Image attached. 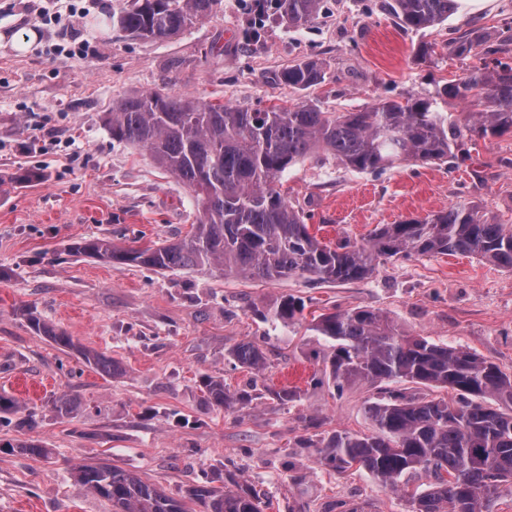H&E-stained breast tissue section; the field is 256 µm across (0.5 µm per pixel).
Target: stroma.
<instances>
[{"label": "stroma", "instance_id": "obj_1", "mask_svg": "<svg viewBox=\"0 0 512 512\" xmlns=\"http://www.w3.org/2000/svg\"><path fill=\"white\" fill-rule=\"evenodd\" d=\"M386 0H326L298 28L265 19L259 41L243 33V0L171 40L131 39L113 28L116 0H0V396L35 411L34 429L0 428V512H112L70 476L74 464L103 461L138 471L174 494L201 475L265 493L266 512H326L338 501L365 512H410L401 493L365 471L338 474L317 462L315 445L336 431L369 432L364 407L376 389L336 392L324 381L330 345L308 324L323 312L379 311L416 336L460 347L512 369V272L477 257L437 254L378 261L357 282L312 285L219 278L74 254L88 238L146 247L185 235L197 212L190 190L142 148L114 141L105 116L119 97L157 89L249 110L311 102L352 112L376 101L434 92L464 77L480 55H456L455 30L482 27L496 38L512 21V0L484 12L449 15L437 27H399ZM37 37L26 53L10 36ZM88 52H73L79 43ZM430 53L422 57L419 47ZM317 58L325 80L298 91L268 80L293 61ZM48 132L34 150L31 126ZM463 164L405 162L358 172L316 153L284 173L281 190L324 241L359 240L377 226L465 204L512 227V134L478 140ZM36 180L19 181L24 171ZM302 298L300 321L266 315L284 295ZM72 336L60 351L24 316ZM249 341L266 358L261 372L236 367L228 350ZM119 362L106 377L81 349ZM230 392L264 396L235 410L202 406L200 376ZM292 390L296 400L278 399ZM77 403L58 416L53 396ZM314 445L302 448L300 436ZM40 441L48 458L19 452Z\"/></svg>", "mask_w": 512, "mask_h": 512}]
</instances>
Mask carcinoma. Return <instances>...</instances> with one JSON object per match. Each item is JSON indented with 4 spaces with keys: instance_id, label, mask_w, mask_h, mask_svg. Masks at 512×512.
<instances>
[{
    "instance_id": "carcinoma-1",
    "label": "carcinoma",
    "mask_w": 512,
    "mask_h": 512,
    "mask_svg": "<svg viewBox=\"0 0 512 512\" xmlns=\"http://www.w3.org/2000/svg\"><path fill=\"white\" fill-rule=\"evenodd\" d=\"M273 16L303 24L318 15L324 0H273ZM221 0H121L112 26L141 40L172 39L216 12ZM388 11L405 30L440 25L454 0H392ZM453 50L473 52L493 63L436 88L425 98L381 100L355 112H324L315 105L249 111L163 90L128 94L112 104L107 126L112 139L139 145L155 164L193 193L198 224L160 246L120 247L109 239L73 246L77 254L106 262L137 264L156 271L195 270L260 281L304 276L314 284L355 282L369 277L376 261L429 254H473L512 271V229L490 222L473 208L454 204L422 219L383 224L361 242L325 243L309 231L304 216L288 204L275 182L292 166L322 150L342 165L377 172L404 161L465 162L466 144L512 133V27L497 40L480 28L451 39ZM297 90L324 80L322 64L299 61L272 74ZM476 107L455 115L448 100ZM304 302L284 297L274 321L293 322ZM32 331L61 350H77L84 361L112 376L119 363L77 346L72 337L28 318ZM311 330L330 343L328 379L344 386L406 382L418 388H449L451 404L426 393L379 388L365 406L369 434L336 432L318 451V463L344 473L366 470L400 490L411 512H493L502 487L512 488V372L470 352L414 336L388 316L369 309L321 313ZM240 367L257 372L263 351L240 342L229 351ZM203 404L228 409L247 406L262 393L232 394L224 380L200 379ZM35 458L48 456L40 441L17 444ZM427 483L409 490V477ZM70 475L112 503V512H262L260 497L236 482L216 487L205 478L176 498L146 482L134 470L109 463H83Z\"/></svg>"
}]
</instances>
